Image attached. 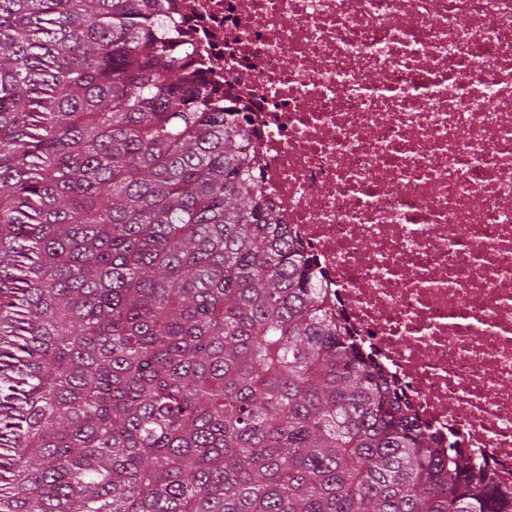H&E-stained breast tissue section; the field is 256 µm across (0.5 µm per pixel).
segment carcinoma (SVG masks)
Returning <instances> with one entry per match:
<instances>
[{"label": "carcinoma", "instance_id": "obj_1", "mask_svg": "<svg viewBox=\"0 0 512 512\" xmlns=\"http://www.w3.org/2000/svg\"><path fill=\"white\" fill-rule=\"evenodd\" d=\"M170 0H0V512H512L338 320Z\"/></svg>", "mask_w": 512, "mask_h": 512}]
</instances>
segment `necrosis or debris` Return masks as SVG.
<instances>
[{
    "label": "necrosis or debris",
    "mask_w": 512,
    "mask_h": 512,
    "mask_svg": "<svg viewBox=\"0 0 512 512\" xmlns=\"http://www.w3.org/2000/svg\"><path fill=\"white\" fill-rule=\"evenodd\" d=\"M341 319L512 489V0H173Z\"/></svg>",
    "instance_id": "obj_1"
}]
</instances>
